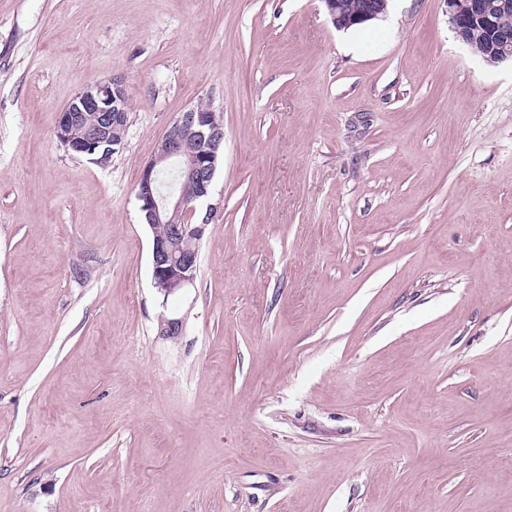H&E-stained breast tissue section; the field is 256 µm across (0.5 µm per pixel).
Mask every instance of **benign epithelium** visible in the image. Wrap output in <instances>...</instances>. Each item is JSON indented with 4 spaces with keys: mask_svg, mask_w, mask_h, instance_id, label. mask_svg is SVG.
Listing matches in <instances>:
<instances>
[{
    "mask_svg": "<svg viewBox=\"0 0 512 512\" xmlns=\"http://www.w3.org/2000/svg\"><path fill=\"white\" fill-rule=\"evenodd\" d=\"M322 2L336 28L344 30L379 18L386 13L389 0H359L350 12L344 9L342 0ZM511 9L512 0L491 4L485 0H448V15L456 38L471 48L476 34L485 36L484 46L475 54L489 65L512 60V30L499 25V16ZM128 102L126 82L119 76L81 88L59 113L58 141L74 155L90 156L96 164H107L124 141ZM77 128L84 130L78 137L73 135ZM189 139L198 143L197 150L184 148ZM223 139L221 114L210 108L191 107L173 121L141 171L136 196L153 234V281L167 295L194 279L197 255L189 252L184 242L189 237L201 236L214 207L208 206L200 224L192 226L185 220L195 214L196 205L211 197L218 146ZM169 168L176 170L179 180L196 183L197 195L187 199L180 193L162 192L158 174Z\"/></svg>",
    "mask_w": 512,
    "mask_h": 512,
    "instance_id": "benign-epithelium-1",
    "label": "benign epithelium"
}]
</instances>
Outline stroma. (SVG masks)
<instances>
[{
	"label": "stroma",
	"instance_id": "stroma-1",
	"mask_svg": "<svg viewBox=\"0 0 512 512\" xmlns=\"http://www.w3.org/2000/svg\"><path fill=\"white\" fill-rule=\"evenodd\" d=\"M116 75L100 166L56 128ZM199 104L167 295L136 185ZM0 512H512V63L447 0H0ZM332 22L338 29L375 20L386 13L389 0H359L353 11H346L341 0H322ZM191 107L177 117L157 144L154 156L143 167L136 196L139 210L153 234L152 276L154 285L169 295L193 281L197 255L184 246L196 250L202 228L209 224L214 208L210 204L200 224H184L193 216L198 204L211 197L212 183L218 163V146L224 139V122L220 113L211 108ZM193 139L198 143L196 151H187L185 142ZM174 168L181 181L177 182L174 172L162 175L166 187L178 192L163 193L158 185V174ZM171 176L172 183L166 180ZM174 186V187H173ZM183 193L187 198H185ZM197 204V205H196ZM192 225H194L192 227ZM162 228L159 232L158 229Z\"/></svg>",
	"mask_w": 512,
	"mask_h": 512
}]
</instances>
